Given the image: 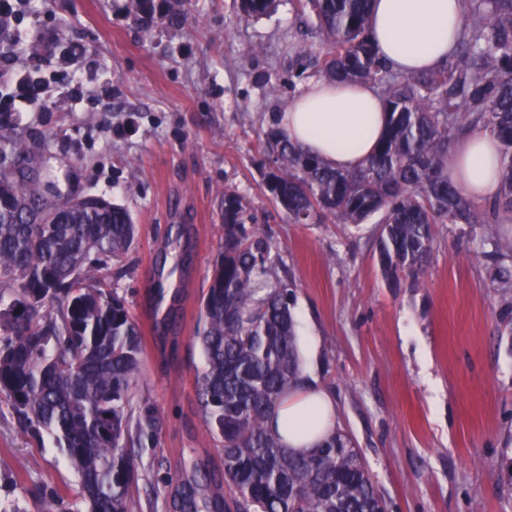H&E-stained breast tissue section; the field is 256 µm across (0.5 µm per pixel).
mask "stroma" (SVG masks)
Wrapping results in <instances>:
<instances>
[{
	"label": "stroma",
	"instance_id": "stroma-1",
	"mask_svg": "<svg viewBox=\"0 0 512 512\" xmlns=\"http://www.w3.org/2000/svg\"><path fill=\"white\" fill-rule=\"evenodd\" d=\"M240 0H184V22L142 29L129 0H45L19 12L43 57L0 54V111L36 139L51 195H104L137 239L115 282L143 336L140 389L157 443L137 451L142 512L231 501L198 400L200 302L224 243V191L245 196L295 286L303 376L336 398L390 512H512V258L491 231L437 224L424 276L388 287L371 225L295 224L261 190L258 134L301 87L292 57L320 39L297 0L244 19ZM82 45L53 49L58 34ZM0 512H87L51 435L34 444L0 398Z\"/></svg>",
	"mask_w": 512,
	"mask_h": 512
}]
</instances>
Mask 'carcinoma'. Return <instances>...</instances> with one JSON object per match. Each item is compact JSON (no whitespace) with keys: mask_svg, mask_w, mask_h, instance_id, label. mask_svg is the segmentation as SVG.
I'll use <instances>...</instances> for the list:
<instances>
[{"mask_svg":"<svg viewBox=\"0 0 512 512\" xmlns=\"http://www.w3.org/2000/svg\"><path fill=\"white\" fill-rule=\"evenodd\" d=\"M145 29L155 0H131ZM276 0H242L252 17ZM372 0H299L316 19L322 54L300 55L293 76L367 82L387 106L383 138L354 172L327 167L282 131L260 137L262 188L295 224L375 225L378 262L397 288L428 265L434 224L512 220V0H468L455 56L431 72L399 73L368 31ZM14 9L0 5V52L10 49ZM473 130L501 143L498 194L468 199L449 176L455 144ZM35 140L0 112V396L34 438L54 435L74 466L88 512H141L134 446L156 415L137 396L142 336L112 286V259L137 225L102 195L49 201ZM247 202L224 190V246L197 324L204 368L200 408L224 455L235 512H388L360 450L338 430L312 454H291L267 426L276 405L303 385L294 289L269 284L272 244L246 228Z\"/></svg>","mask_w":512,"mask_h":512,"instance_id":"carcinoma-1","label":"carcinoma"}]
</instances>
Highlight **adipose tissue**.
<instances>
[{"mask_svg": "<svg viewBox=\"0 0 512 512\" xmlns=\"http://www.w3.org/2000/svg\"><path fill=\"white\" fill-rule=\"evenodd\" d=\"M463 25L461 0H374L369 32L380 55L402 72L435 69L451 57ZM388 115L368 83L311 80L280 113L290 141L330 168L364 164L382 136ZM452 181L472 199L499 190L501 156L492 132H474L459 142L450 165ZM292 452L320 447L336 431V400L311 385L292 392L270 421Z\"/></svg>", "mask_w": 512, "mask_h": 512, "instance_id": "1", "label": "adipose tissue"}]
</instances>
